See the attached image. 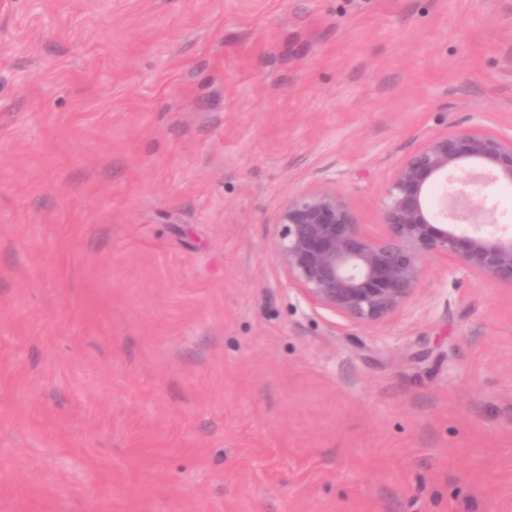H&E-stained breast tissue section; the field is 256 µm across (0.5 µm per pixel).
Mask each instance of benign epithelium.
<instances>
[{"mask_svg":"<svg viewBox=\"0 0 512 512\" xmlns=\"http://www.w3.org/2000/svg\"><path fill=\"white\" fill-rule=\"evenodd\" d=\"M500 181L512 182V132L460 127L434 133L382 190L384 234L365 232L345 198L322 186L283 202L274 252L307 304L365 326L404 308L430 257L452 275L512 287V227L498 222L487 201L473 205L470 193ZM439 187L450 207L434 211L427 200Z\"/></svg>","mask_w":512,"mask_h":512,"instance_id":"1","label":"benign epithelium"}]
</instances>
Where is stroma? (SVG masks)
I'll return each instance as SVG.
<instances>
[{
    "mask_svg": "<svg viewBox=\"0 0 512 512\" xmlns=\"http://www.w3.org/2000/svg\"><path fill=\"white\" fill-rule=\"evenodd\" d=\"M512 128V0H0V512H512V288L313 310L432 133Z\"/></svg>",
    "mask_w": 512,
    "mask_h": 512,
    "instance_id": "stroma-1",
    "label": "stroma"
}]
</instances>
